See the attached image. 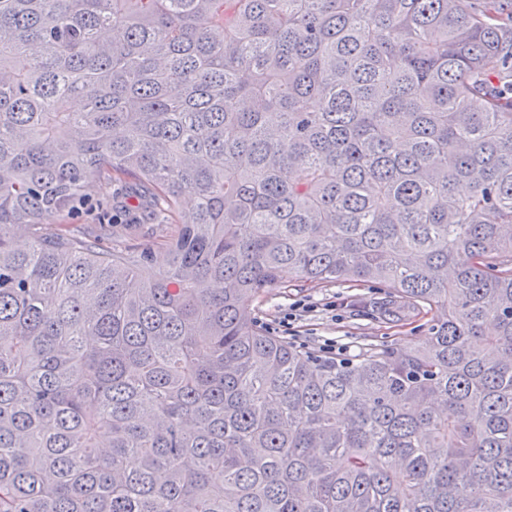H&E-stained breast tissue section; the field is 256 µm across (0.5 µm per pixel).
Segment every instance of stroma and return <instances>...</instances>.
<instances>
[{
    "mask_svg": "<svg viewBox=\"0 0 512 512\" xmlns=\"http://www.w3.org/2000/svg\"><path fill=\"white\" fill-rule=\"evenodd\" d=\"M101 200L107 204L117 223H98L95 214L71 220L69 228L75 234L111 244L147 243L161 239L167 227L159 218L138 205L142 187L120 180H105L98 187ZM283 287L269 289L253 304L258 324L269 333H277L279 323L296 304L309 305L308 313L292 322L291 344L314 353H324V344H337L359 349L374 345L381 349L394 346L412 347L423 343L425 331L416 322L401 327L383 323L380 307L387 299L386 290L353 287L347 284H327L320 288L300 286L291 273H283Z\"/></svg>",
    "mask_w": 512,
    "mask_h": 512,
    "instance_id": "stroma-1",
    "label": "stroma"
}]
</instances>
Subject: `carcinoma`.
Here are the masks:
<instances>
[{
    "instance_id": "carcinoma-1",
    "label": "carcinoma",
    "mask_w": 512,
    "mask_h": 512,
    "mask_svg": "<svg viewBox=\"0 0 512 512\" xmlns=\"http://www.w3.org/2000/svg\"><path fill=\"white\" fill-rule=\"evenodd\" d=\"M114 177L164 269L61 223ZM285 269L425 345L269 334ZM0 512H512V0H0Z\"/></svg>"
}]
</instances>
